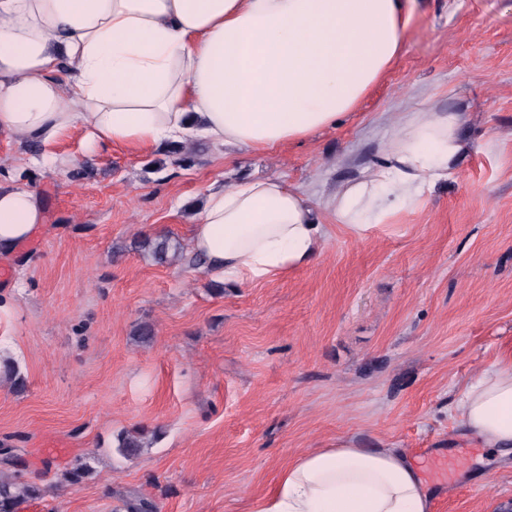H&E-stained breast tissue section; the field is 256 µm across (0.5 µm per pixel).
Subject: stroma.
<instances>
[{"mask_svg":"<svg viewBox=\"0 0 512 512\" xmlns=\"http://www.w3.org/2000/svg\"><path fill=\"white\" fill-rule=\"evenodd\" d=\"M462 113L466 150L432 194L364 240L332 231L285 277L221 285L155 263L133 244L188 246L213 184L275 177L322 201L383 163L396 117ZM170 143L86 151L72 133L43 145L0 132V182L37 191L38 245L0 283V443L37 475L19 512H255L297 455L349 438L416 455H462L433 512H512V461L471 447L456 390L512 354V0H418L406 48L336 127L271 150ZM153 327L150 344L135 340ZM150 445L119 452L121 432ZM94 457L75 487L60 479Z\"/></svg>","mask_w":512,"mask_h":512,"instance_id":"35a3bbf8","label":"stroma"}]
</instances>
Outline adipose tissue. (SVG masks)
Returning a JSON list of instances; mask_svg holds the SVG:
<instances>
[{
	"instance_id": "ef3b65f1",
	"label": "adipose tissue",
	"mask_w": 512,
	"mask_h": 512,
	"mask_svg": "<svg viewBox=\"0 0 512 512\" xmlns=\"http://www.w3.org/2000/svg\"><path fill=\"white\" fill-rule=\"evenodd\" d=\"M414 0H0V132L89 148L190 138L273 149L335 127L402 54ZM456 112L402 116L383 164L324 203L277 178L208 192L190 249L226 282L310 266L330 230L357 240L456 170ZM331 224H323V216ZM44 219L35 190L0 184V257ZM464 437L512 454V355L468 383ZM256 512H433L404 450L339 439L282 469Z\"/></svg>"
}]
</instances>
